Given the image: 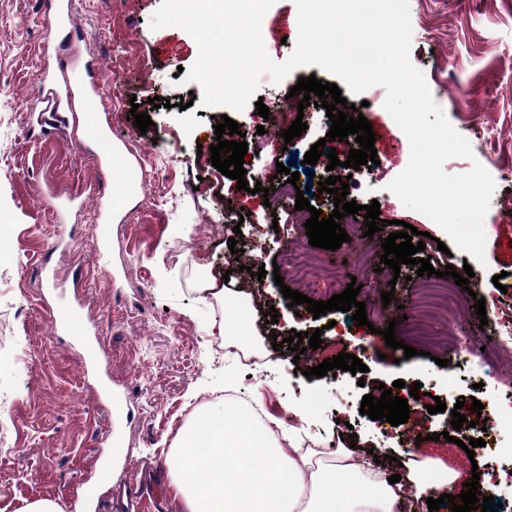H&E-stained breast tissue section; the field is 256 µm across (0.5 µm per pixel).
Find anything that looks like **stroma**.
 I'll return each instance as SVG.
<instances>
[{"mask_svg":"<svg viewBox=\"0 0 512 512\" xmlns=\"http://www.w3.org/2000/svg\"><path fill=\"white\" fill-rule=\"evenodd\" d=\"M162 0H74L77 20L89 31L84 53L98 56L105 74L116 76L105 86L97 119L121 147L104 160H91L84 148L83 129H60L52 138L35 139L27 117L41 94L43 46L54 26L41 12L40 0H0V225H7V244H0V512H24L33 501L48 499L61 512H74L81 488L96 483L86 470L91 458L118 472L150 469L159 485L153 512H186L171 482L169 455L182 430L202 411L221 412L226 394L244 406L262 411V422L279 433L300 430L322 459L336 447L355 444L390 457L403 455L401 436L387 439L378 421L360 411L364 395L375 386L404 380L406 388L424 391L410 407V423L423 439L419 456L442 458L464 473L478 471L481 484L493 481L501 464L497 450L467 456L462 441L469 429L457 431L456 442L441 439L449 429L459 397H475L492 410L501 394L512 390V353L475 360L470 374L448 366L454 337L469 336L484 344L473 304L429 320V340L408 335L417 321V301L431 283L414 265L399 270L380 266L384 232L366 236L364 224H349L339 251L311 246L304 226L291 240L303 250L310 279L308 296L325 301L344 291V284L324 281L337 254L355 269L368 322L353 325L347 312L333 311L313 318L305 305L284 299L269 273L287 241L268 231L287 225V209L265 207L262 194L240 190L235 180L212 165L200 164L198 145L214 143L212 128L221 108L191 103L202 88L184 82L178 69H190L198 56L195 40L183 29H151ZM415 29L410 60L429 84L434 101L453 127L462 113L485 127L472 141L473 159L452 158L447 173L469 171L489 159H512V0H412ZM268 55L277 62L293 52L298 35L295 0H276L261 22ZM348 103L362 105L375 133L378 165L360 168L349 179V197L358 204L379 201L381 216L398 219L430 233L425 252L437 270L460 266L459 255L438 251L448 236L429 217L409 209L393 195L379 196L410 161V144L384 107L386 91L375 86L352 95ZM164 100L154 107L152 97ZM150 115L152 124L140 132L131 107ZM248 144L245 169L262 175L263 187L274 184L276 166L293 154H305L329 131L316 108L306 109L307 129L284 141L281 132L295 113L280 116L265 134H257L261 118L255 105L231 115ZM143 159L142 186L112 224L106 245H98L103 216L99 200H121L127 162ZM92 192L91 200L74 209L68 222L54 223L52 194ZM512 180L497 181L488 212L486 244L481 264L473 271L483 294L495 292L494 275H512V213L504 203ZM244 209L240 230L245 255L253 268H265L264 279L251 277L239 265H227L229 233L224 229V204ZM55 265L60 281L79 274L91 277L84 295V313L100 324L99 349L108 373L97 378L83 370V340L79 331L53 335L50 312L60 303L39 269L44 260ZM232 289L224 298L223 289ZM393 291L394 305L410 309L409 320L397 323L396 338L415 347L416 356L387 347L382 335L393 314L384 309L381 294ZM277 309V323L266 312ZM235 333L229 340L217 334L219 324ZM321 331L318 349L294 356L288 348L273 350L274 338L291 331ZM255 350L266 363L248 370L238 353ZM347 352L366 365L363 377L344 374L343 385L331 376L306 378L305 370L324 359ZM124 394L113 407L105 387ZM320 408L307 413L309 398ZM445 402L444 413H428L434 399Z\"/></svg>","mask_w":512,"mask_h":512,"instance_id":"obj_1","label":"stroma"}]
</instances>
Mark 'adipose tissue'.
<instances>
[{"label": "adipose tissue", "mask_w": 512, "mask_h": 512, "mask_svg": "<svg viewBox=\"0 0 512 512\" xmlns=\"http://www.w3.org/2000/svg\"><path fill=\"white\" fill-rule=\"evenodd\" d=\"M367 450L340 448L332 463L314 450L256 441L238 408L203 414L186 428L170 459L173 485L188 512H397L403 499L425 502L463 489L438 460L409 458L403 481L383 480Z\"/></svg>", "instance_id": "1"}]
</instances>
